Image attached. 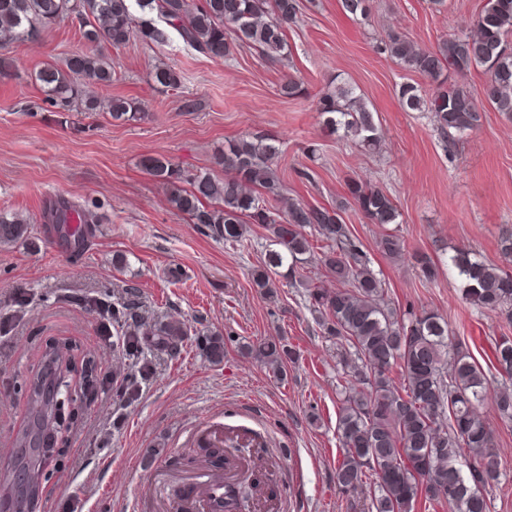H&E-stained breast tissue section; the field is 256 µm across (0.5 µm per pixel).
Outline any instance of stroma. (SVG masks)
<instances>
[{
	"instance_id": "obj_1",
	"label": "stroma",
	"mask_w": 512,
	"mask_h": 512,
	"mask_svg": "<svg viewBox=\"0 0 512 512\" xmlns=\"http://www.w3.org/2000/svg\"><path fill=\"white\" fill-rule=\"evenodd\" d=\"M287 30L290 55L270 62L245 45L227 58L198 54L178 37L162 45L130 41L106 49L111 84L93 86L103 98L138 101L141 118L115 120L106 112H61L48 104L35 79L48 63L86 50L78 26L60 20L35 39L0 49V211L27 218L26 241L0 245V448L20 456L18 438L29 427L27 383L42 366L47 345L70 346L78 412L58 435L45 466L33 512H175L174 494L205 470L220 473L222 458L190 467L205 430L235 427L260 433L278 465L276 494L286 512H366L363 495L335 483L342 458L336 436V348L321 336L305 306L304 282L328 289L336 278L309 265L279 282L269 301L251 285L269 233L251 225L248 245L229 249L202 224L177 211L168 189L143 166L163 157L182 167L223 177L214 162L226 140L261 135L280 149L273 168L287 197L333 205L360 180L389 194L400 213L395 224H371L349 206L341 217L385 281V300L400 312L427 310L486 373L492 344L512 337V321L467 304L453 273L423 282L412 254L447 259L461 248L503 265L498 240L512 231V121L490 108L482 69L465 83L483 112L480 125L455 143L430 113L410 110L400 84L423 90L424 76L404 70L380 50L387 30L419 47L468 33L483 0H369L366 17L345 13L341 0H299ZM181 75L175 91L157 88L155 67ZM301 83L296 95L281 87ZM357 86L383 140L369 153L351 141L325 136L315 110L328 81ZM309 168V177L300 169ZM58 196L100 218L84 254L67 250L43 222L44 203ZM395 233L406 254L391 259L378 240ZM139 291L148 322H179L188 329L177 354L141 342L132 357L110 348L112 319L102 307ZM224 341V358L209 360L199 332ZM279 339L294 353L281 377L245 355L247 342ZM138 391L122 397V379ZM479 413L495 437L500 478L488 492L490 512H512V423L493 401ZM156 480L160 496L138 493Z\"/></svg>"
}]
</instances>
